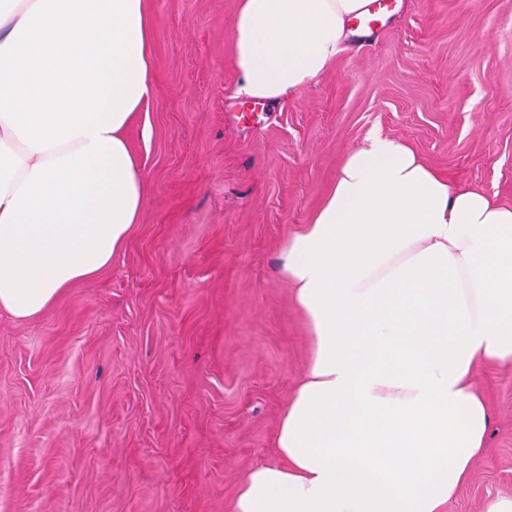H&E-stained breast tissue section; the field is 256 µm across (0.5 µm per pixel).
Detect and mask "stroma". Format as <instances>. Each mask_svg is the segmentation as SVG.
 <instances>
[{"instance_id": "obj_1", "label": "stroma", "mask_w": 512, "mask_h": 512, "mask_svg": "<svg viewBox=\"0 0 512 512\" xmlns=\"http://www.w3.org/2000/svg\"><path fill=\"white\" fill-rule=\"evenodd\" d=\"M238 4L145 0L143 209L93 278L0 311V512H232L311 353L280 249L369 137L512 206V0H397L277 104L237 92ZM473 385L494 418L442 512L512 496V365Z\"/></svg>"}]
</instances>
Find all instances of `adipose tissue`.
Listing matches in <instances>:
<instances>
[{
	"label": "adipose tissue",
	"mask_w": 512,
	"mask_h": 512,
	"mask_svg": "<svg viewBox=\"0 0 512 512\" xmlns=\"http://www.w3.org/2000/svg\"><path fill=\"white\" fill-rule=\"evenodd\" d=\"M370 0H240L239 91L278 102L335 59ZM144 0H0V310L28 319L123 247L144 204L123 132L153 90ZM313 350L281 463L233 512H441L512 364V206L454 189L403 141L350 152L282 247Z\"/></svg>",
	"instance_id": "ef3b65f1"
}]
</instances>
